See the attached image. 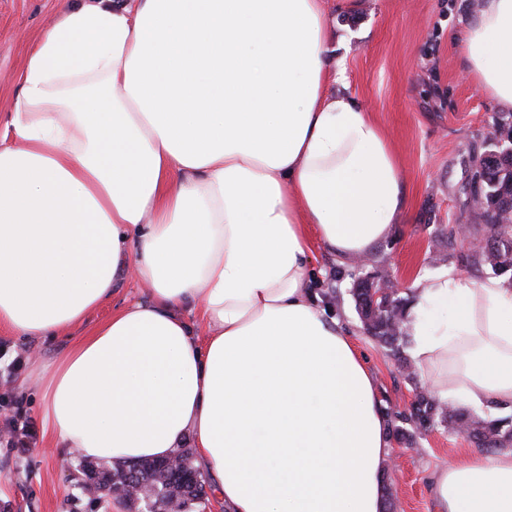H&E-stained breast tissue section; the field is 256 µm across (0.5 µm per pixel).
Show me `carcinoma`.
Wrapping results in <instances>:
<instances>
[{
	"instance_id": "obj_1",
	"label": "carcinoma",
	"mask_w": 512,
	"mask_h": 512,
	"mask_svg": "<svg viewBox=\"0 0 512 512\" xmlns=\"http://www.w3.org/2000/svg\"><path fill=\"white\" fill-rule=\"evenodd\" d=\"M458 260L464 267L478 271L489 267L498 276H512V226H491L489 234L476 248L465 250L458 244L453 230H448L446 250L432 256L435 263ZM410 297L407 294L388 296L375 307L365 305L357 310L359 316L368 319L364 331L398 363L404 378L419 387L421 380L411 360L405 355L409 342L405 323ZM433 419L434 426H441L452 433H463L468 439L487 452L512 448V417L491 420L468 414L461 409L442 405L429 391L412 404L407 414L390 418L391 438L410 444L414 435L410 429L421 431L427 419ZM182 468L170 470L164 459H149L117 464L113 467L95 465L82 458L74 462V469L81 475L76 483L80 494L90 503L103 499L100 491L105 488H119L125 485L140 486L145 494L129 499L135 512H143L146 505H152L153 512H169L171 502L177 501L178 512H204L202 499L206 496L208 480L194 465L193 453L189 448H180Z\"/></svg>"
}]
</instances>
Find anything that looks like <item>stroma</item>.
<instances>
[{
    "mask_svg": "<svg viewBox=\"0 0 512 512\" xmlns=\"http://www.w3.org/2000/svg\"><path fill=\"white\" fill-rule=\"evenodd\" d=\"M472 0H327L336 14V32L346 41L338 53L345 60V91L382 126L394 147L402 176L404 208L391 236L371 256L412 285L435 271L430 256L441 244L438 230L465 220L475 158L488 152L494 123L502 116L494 102L465 75L463 51L455 35L463 27ZM72 0H0V113L20 87L28 48ZM313 290L337 288L339 300L328 312L349 330L367 360L376 392L387 414L408 409L413 390L396 361L364 333L350 293V263L314 247ZM22 403L34 425L29 452L0 444V472L11 480L0 488V512H113L111 504L90 508L80 499L59 461L68 457L56 437L45 433L39 418L40 394L17 373L0 383V422L13 403ZM475 446L443 428L417 436L402 446L400 468H387L384 486L397 512H432L429 476Z\"/></svg>",
    "mask_w": 512,
    "mask_h": 512,
    "instance_id": "obj_1",
    "label": "stroma"
}]
</instances>
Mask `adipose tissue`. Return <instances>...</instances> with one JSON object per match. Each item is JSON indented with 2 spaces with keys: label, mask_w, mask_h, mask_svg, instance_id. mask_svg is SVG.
<instances>
[{
  "label": "adipose tissue",
  "mask_w": 512,
  "mask_h": 512,
  "mask_svg": "<svg viewBox=\"0 0 512 512\" xmlns=\"http://www.w3.org/2000/svg\"><path fill=\"white\" fill-rule=\"evenodd\" d=\"M459 38L512 112V0H479ZM336 43L326 0H83L43 29L0 120V327L72 334L31 374L66 447L156 459L189 437L225 512H386L388 417L310 287L312 244L371 255L403 210ZM127 277L144 299L74 335ZM410 296L440 401L512 410V282L444 266ZM430 484L434 512H512V452Z\"/></svg>",
  "instance_id": "adipose-tissue-1"
}]
</instances>
